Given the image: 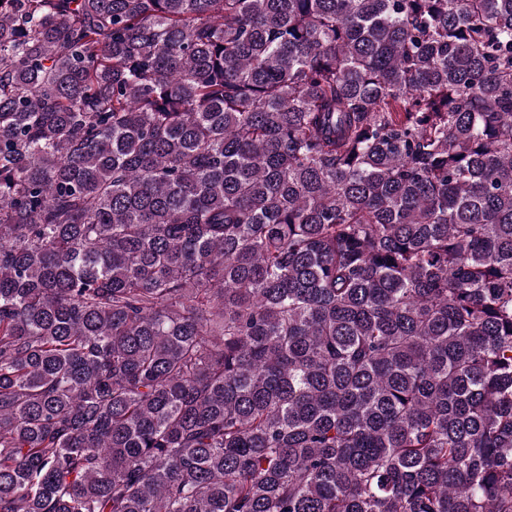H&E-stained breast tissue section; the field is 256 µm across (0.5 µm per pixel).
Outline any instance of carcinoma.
Here are the masks:
<instances>
[{"label": "carcinoma", "instance_id": "cac0c4a2", "mask_svg": "<svg viewBox=\"0 0 512 512\" xmlns=\"http://www.w3.org/2000/svg\"><path fill=\"white\" fill-rule=\"evenodd\" d=\"M0 512H512V0H0Z\"/></svg>", "mask_w": 512, "mask_h": 512}]
</instances>
